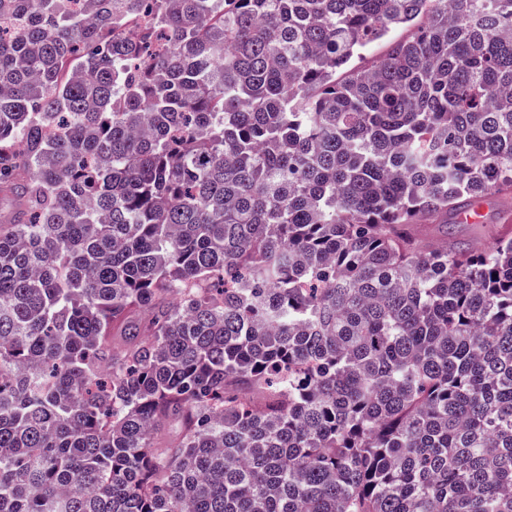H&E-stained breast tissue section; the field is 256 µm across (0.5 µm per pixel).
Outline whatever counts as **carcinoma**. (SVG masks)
Here are the masks:
<instances>
[{
    "instance_id": "1",
    "label": "carcinoma",
    "mask_w": 512,
    "mask_h": 512,
    "mask_svg": "<svg viewBox=\"0 0 512 512\" xmlns=\"http://www.w3.org/2000/svg\"><path fill=\"white\" fill-rule=\"evenodd\" d=\"M0 193V512H512V0H0ZM485 216L479 207H474L471 210H467L460 214L458 217L460 223L456 220L448 221V239L457 243L462 248H479L486 245L489 242L487 233L482 231L476 224H465L482 222L484 216V222L486 224V230L491 231L493 225L496 224H511L512 225V210L502 211L498 202L493 199H486L484 202ZM450 224V225H449Z\"/></svg>"
}]
</instances>
